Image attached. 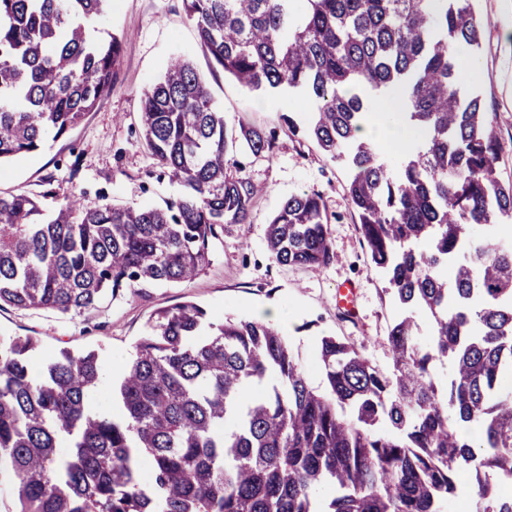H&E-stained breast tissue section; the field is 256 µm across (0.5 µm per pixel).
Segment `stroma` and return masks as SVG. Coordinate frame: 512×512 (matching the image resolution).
<instances>
[{
	"mask_svg": "<svg viewBox=\"0 0 512 512\" xmlns=\"http://www.w3.org/2000/svg\"><path fill=\"white\" fill-rule=\"evenodd\" d=\"M475 9L483 24L482 48L476 54L482 67L467 84L497 129V174L507 185L512 183V0H477ZM102 26L124 39L111 94L66 136L1 163L0 194L36 196L50 179L60 196L78 197L88 206L105 200L160 205L176 198L180 187L162 175L142 148L139 123L143 89L176 55L188 58L204 78L227 129L244 125L274 133L276 148L269 158L244 149L230 154L231 169L252 180L260 193L248 223L225 225L213 240L210 264L194 280L127 292L98 312L74 317L8 307L0 310V338L35 337L38 353L45 357L63 346L99 351L108 382L123 372L157 309L191 301L220 323L254 317L255 306L271 305L281 313L275 327L316 390L327 389L318 361V342L324 336L346 340L374 364L388 368L386 334L396 310L355 231L357 215L346 194L350 172L290 126L309 115L312 102L252 92L212 72L182 0H112ZM300 192L319 194L326 207L334 258L323 267L279 265L264 244L267 224L288 197ZM344 283L357 287L356 311L349 321L340 319L336 305V289Z\"/></svg>",
	"mask_w": 512,
	"mask_h": 512,
	"instance_id": "stroma-1",
	"label": "stroma"
}]
</instances>
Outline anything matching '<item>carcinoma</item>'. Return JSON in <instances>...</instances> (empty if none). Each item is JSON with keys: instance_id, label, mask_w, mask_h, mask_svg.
I'll use <instances>...</instances> for the list:
<instances>
[{"instance_id": "obj_1", "label": "carcinoma", "mask_w": 512, "mask_h": 512, "mask_svg": "<svg viewBox=\"0 0 512 512\" xmlns=\"http://www.w3.org/2000/svg\"><path fill=\"white\" fill-rule=\"evenodd\" d=\"M109 2L0 0V162L65 136L111 94L123 40L89 25ZM472 2L183 0L213 70L316 103L305 134L351 169L356 231L397 308L390 366L325 336L323 395L271 325L216 324L182 302L151 316L110 387L113 413L92 404L97 352L64 348L36 367L32 337L3 338L0 474L16 512H447L476 459L479 512H512L490 481L512 478V242L495 234L512 221V184L498 178L479 95L458 78V50L481 40ZM394 92L408 111L392 118L416 133L398 160L358 136ZM141 137L177 200L48 209L51 179L39 199L0 195V308L75 316L190 281L217 229L248 223L258 188L227 157L271 154L275 136L228 132L189 61L144 88ZM266 242L280 265L329 264L320 196H290ZM325 488L334 495L318 499Z\"/></svg>"}]
</instances>
